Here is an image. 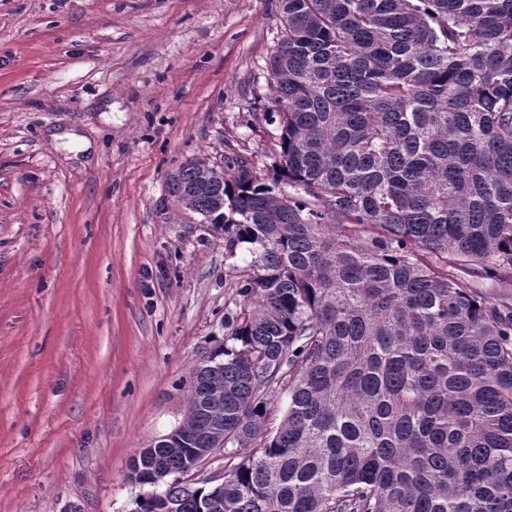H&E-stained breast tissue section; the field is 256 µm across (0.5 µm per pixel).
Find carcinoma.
Masks as SVG:
<instances>
[{
	"mask_svg": "<svg viewBox=\"0 0 512 512\" xmlns=\"http://www.w3.org/2000/svg\"><path fill=\"white\" fill-rule=\"evenodd\" d=\"M278 13L272 173L167 180L256 271L136 512H512V0ZM221 441L223 483L174 478Z\"/></svg>",
	"mask_w": 512,
	"mask_h": 512,
	"instance_id": "1",
	"label": "carcinoma"
}]
</instances>
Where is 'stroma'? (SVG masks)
Wrapping results in <instances>:
<instances>
[{"label":"stroma","mask_w":512,"mask_h":512,"mask_svg":"<svg viewBox=\"0 0 512 512\" xmlns=\"http://www.w3.org/2000/svg\"><path fill=\"white\" fill-rule=\"evenodd\" d=\"M277 0H0V512H135L254 256L169 196L279 151Z\"/></svg>","instance_id":"35a3bbf8"}]
</instances>
